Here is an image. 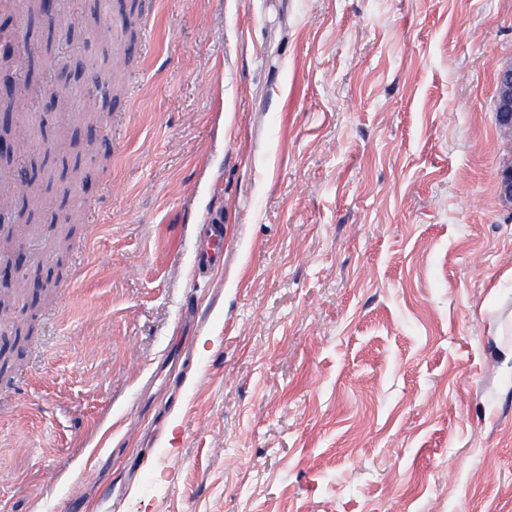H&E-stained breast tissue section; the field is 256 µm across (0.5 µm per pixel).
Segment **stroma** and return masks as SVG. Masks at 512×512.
Returning a JSON list of instances; mask_svg holds the SVG:
<instances>
[{
  "instance_id": "obj_1",
  "label": "stroma",
  "mask_w": 512,
  "mask_h": 512,
  "mask_svg": "<svg viewBox=\"0 0 512 512\" xmlns=\"http://www.w3.org/2000/svg\"><path fill=\"white\" fill-rule=\"evenodd\" d=\"M140 24L68 253L58 210L12 243L59 288H28V334L0 320L24 353L0 512H512V0H153ZM98 44L35 26L27 152ZM495 112L500 128L512 131V62L496 68L494 72ZM208 227V248L204 251L196 249L195 266L198 270L214 269L224 260V224L212 221Z\"/></svg>"
}]
</instances>
